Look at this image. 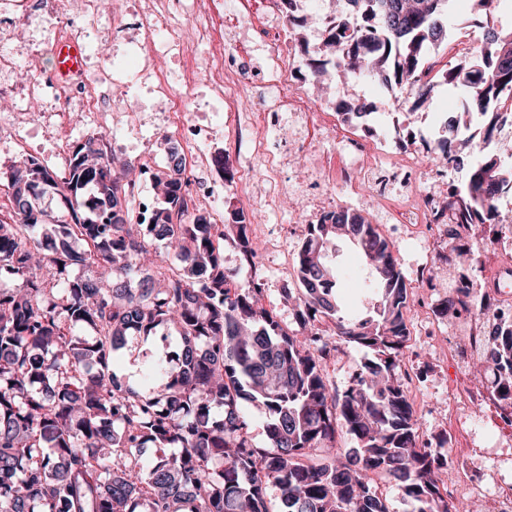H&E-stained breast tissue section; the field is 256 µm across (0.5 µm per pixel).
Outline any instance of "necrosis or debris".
<instances>
[{"instance_id":"4bbe7bcc","label":"necrosis or debris","mask_w":512,"mask_h":512,"mask_svg":"<svg viewBox=\"0 0 512 512\" xmlns=\"http://www.w3.org/2000/svg\"><path fill=\"white\" fill-rule=\"evenodd\" d=\"M266 15L254 28L267 65L258 78H251L237 63V49L224 35V5L222 0H112L111 18L121 21L129 13L152 15L154 55L170 58V69L159 72L142 62L139 74L148 81L151 91L164 100V122L171 135L181 136L185 109L171 92L173 83L190 85L199 71H207L212 80L211 93L220 99L233 117L228 124L230 136H250L267 128L284 124L309 126L315 113L333 115L336 104L311 100L295 93L296 83L306 81L308 67L297 54L298 34L285 15L281 0H268ZM24 59L26 77L13 85L0 87V95L10 100L7 111L0 113V143L12 139L18 113L28 111L31 104L44 100L48 92L68 100L79 112L90 113L96 108L95 86L88 75L82 74L69 82L43 75L36 66L37 57L25 47L0 42V75L16 71L17 59ZM259 82L268 89V97L252 104L246 115H238L237 99L251 84ZM327 136L332 151H322L317 142L300 136L295 145L307 161L316 178L307 184L308 206L325 211L331 199L322 188L323 182L338 183L352 193L373 196L385 201L389 221L393 224H447L449 214L443 213L442 194L423 190L424 182L433 180V167L416 161L405 166L385 168L380 156L368 153L366 144L357 136L341 133L329 126ZM342 154H335V146ZM400 179L404 187L397 198H390L388 184Z\"/></svg>"}]
</instances>
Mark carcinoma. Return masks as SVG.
Wrapping results in <instances>:
<instances>
[{"label": "carcinoma", "mask_w": 512, "mask_h": 512, "mask_svg": "<svg viewBox=\"0 0 512 512\" xmlns=\"http://www.w3.org/2000/svg\"><path fill=\"white\" fill-rule=\"evenodd\" d=\"M356 14L336 17L308 52L313 76L327 65L354 78L407 93L410 111L438 87L464 86L462 126L476 115L481 135L433 150L465 170L445 208L448 252L438 258L482 269L480 252L457 244L474 224H495L497 201L512 185V154L502 149V110L512 100V30L496 33L479 59L434 76L424 70L433 45L448 36L452 0H351ZM343 121L370 108L340 103ZM155 175L161 206L150 224L134 219L128 197L132 165L106 150L103 133L71 147L68 173L22 158L0 174L10 206L0 210V512H268L266 492H280L281 512H390L372 475L385 473L413 512H468L450 504L442 479L445 448L419 443L418 420L396 373L410 336L408 289L394 245L360 211L337 207L307 224L295 268L298 332L285 330L263 304V283L239 282L224 267L233 236L251 265L258 246L244 213L216 225L186 194L181 162ZM56 194L72 222L48 227L40 200ZM338 239L359 247L380 290L375 316L357 320L340 305L336 277L323 256ZM162 241L174 260L150 252ZM468 288L435 306L446 318L480 310ZM331 335L373 352L353 386L338 394L325 380ZM177 333V351L154 360L144 382L154 397L124 387L113 352L129 336L161 326ZM489 382L512 405V315L488 329ZM255 402L268 415L267 446L250 436ZM359 450L336 447L338 433ZM155 449L146 460L141 449Z\"/></svg>", "instance_id": "obj_1"}]
</instances>
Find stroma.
Segmentation results:
<instances>
[{
	"mask_svg": "<svg viewBox=\"0 0 512 512\" xmlns=\"http://www.w3.org/2000/svg\"><path fill=\"white\" fill-rule=\"evenodd\" d=\"M70 2V28L83 32L90 48L85 61L90 74H97L110 57L148 52L149 38L142 16H127L120 29L104 24L94 30L86 28L79 0ZM46 10L45 0H27L24 19L16 23L14 30L19 33L21 42L37 45L39 64L43 73L49 75L55 69L53 47L59 34L44 27ZM485 34V28L475 26L459 33L457 39L443 43L433 54L434 70L446 69L465 54L476 51L482 46ZM97 92L104 114H111L113 104L128 102L138 105L143 113V124L132 138L122 135L116 138L124 158L135 159L142 150L155 148L157 141L167 136V128L159 121L160 101L147 94L138 76H131L125 85L98 83ZM172 93L182 100L190 123L211 127L212 135L205 144L208 157L230 156L224 125L214 113L199 109L208 93L204 83L191 87L177 84ZM397 110V105L391 103L380 105L375 120L377 133L367 146L374 151L383 150L387 161L401 164L407 161L409 153L424 152V143L434 137L440 118L454 112L455 100L448 92H440L428 107L410 115L416 132L415 142L405 143L401 148L390 145L388 149H381V141H388L390 137ZM19 130L26 153L50 158L91 132L92 127L76 117L65 101L57 99L50 114L24 113ZM201 185L210 190L201 204L211 220L225 222L228 210L242 209L252 237L261 245L255 266L246 267L241 263L238 249L233 244H225V267L238 270V279L242 282L255 277L262 279L265 306L274 309L282 326L295 328V302L286 298L285 292L299 288L295 258L304 240L305 227L296 223L293 208L282 203L263 214H255L240 185L227 182L212 163L188 179L189 192H196ZM331 194L335 205L369 212L373 223L379 224L385 237L395 245L408 287L407 324L411 331L398 372L418 419L420 441L437 447L441 440L450 439L454 425H462L469 454L463 459L450 457L447 481L457 483L463 472L475 475V482L463 488L464 499L477 512H493L499 485L512 481V424L504 421L506 406L492 396V388L483 374L490 356L489 347L474 349L468 342L471 330L481 324L483 318L473 312L440 319L432 312L437 301L457 288L466 286L474 295H483L491 287L487 273L477 272L462 263L438 261V253L448 242L444 233L424 228L413 231L404 224L387 223L383 204L361 199L343 186L332 187ZM329 262L344 294V312L356 318L373 316L378 301L375 282L355 247L337 240L329 253ZM329 344L333 351L324 367L325 378L340 393L351 385L368 353L335 336L330 337ZM163 345L164 340L159 336L132 338L116 355L115 372L135 390H142L145 364L150 358L162 355ZM461 375L466 376L472 397L466 403L457 404L452 400V393Z\"/></svg>",
	"mask_w": 512,
	"mask_h": 512,
	"instance_id": "stroma-1",
	"label": "stroma"
}]
</instances>
